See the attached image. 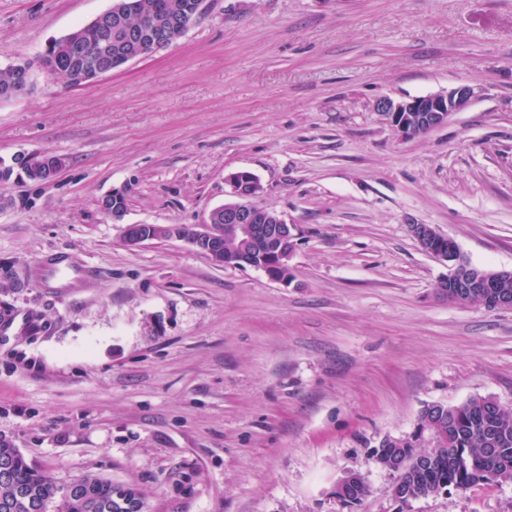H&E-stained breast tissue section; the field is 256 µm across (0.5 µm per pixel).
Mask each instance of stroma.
Wrapping results in <instances>:
<instances>
[{
    "mask_svg": "<svg viewBox=\"0 0 512 512\" xmlns=\"http://www.w3.org/2000/svg\"><path fill=\"white\" fill-rule=\"evenodd\" d=\"M112 4L0 0V69ZM461 84L470 105L412 138L373 110ZM40 154L67 160L52 182L0 186V436L57 486L94 474L141 512H512V483L398 505L373 457L429 405L512 410V310L438 298L448 265L410 232L512 269V0H204L150 57L0 100V159ZM239 170L297 227L288 283L124 245L205 222ZM54 252L91 277L48 287ZM360 480L364 481L360 473L355 471L347 472L336 485V496L340 500L348 499V495L351 493L349 500L344 502L350 505H359L370 492L369 487L365 483L356 487Z\"/></svg>",
    "mask_w": 512,
    "mask_h": 512,
    "instance_id": "stroma-1",
    "label": "stroma"
}]
</instances>
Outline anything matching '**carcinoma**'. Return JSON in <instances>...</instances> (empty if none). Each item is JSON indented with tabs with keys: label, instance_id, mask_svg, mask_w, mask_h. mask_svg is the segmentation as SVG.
<instances>
[{
	"label": "carcinoma",
	"instance_id": "obj_1",
	"mask_svg": "<svg viewBox=\"0 0 512 512\" xmlns=\"http://www.w3.org/2000/svg\"><path fill=\"white\" fill-rule=\"evenodd\" d=\"M192 0H114L108 9L109 36L105 37L89 22L53 42L55 67L51 75L69 83L91 82L90 73L97 60L104 56L114 59L126 57L124 32L134 26L150 30L169 23L185 14ZM83 41L90 47V55L76 61L68 51L72 41ZM24 93L15 83V67L0 69V98ZM247 254L251 265L268 273L272 278L291 276L286 258L259 241L249 246L237 238H224V262L232 264L239 254ZM437 294L450 304L467 305L489 302L500 294L512 295V281L501 282L493 288H472L462 293L459 288ZM13 458L11 478L0 477V506L15 501L8 511L32 512L17 499L22 492L41 505L40 512H49V503L59 502L54 512H140L139 499L130 494L123 496L112 486V481L85 475L93 483L94 496L81 505L58 495V488L44 470L27 460L12 442L0 438V455ZM375 456L393 467L395 482L401 484L412 498L428 497L441 492L464 493L478 486H493L512 481V411L504 410L491 397H473L459 405H432L420 415L412 436L386 440L375 450Z\"/></svg>",
	"mask_w": 512,
	"mask_h": 512
}]
</instances>
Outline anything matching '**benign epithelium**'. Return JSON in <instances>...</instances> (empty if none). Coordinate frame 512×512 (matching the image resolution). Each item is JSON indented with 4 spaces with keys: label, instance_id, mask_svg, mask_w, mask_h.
<instances>
[{
    "label": "benign epithelium",
    "instance_id": "benign-epithelium-1",
    "mask_svg": "<svg viewBox=\"0 0 512 512\" xmlns=\"http://www.w3.org/2000/svg\"><path fill=\"white\" fill-rule=\"evenodd\" d=\"M174 33L175 29L172 28L142 38L139 30H130V37L141 40L143 50L140 54L127 58V61L145 58L160 47L173 43L176 41ZM474 97V88L461 84L446 91L409 99L380 97L374 104V111L381 113L400 137L408 138L414 130L425 133L447 123L451 116L463 111ZM42 163L48 182L65 166L63 159L52 155L42 156ZM228 181L234 201L224 204V225L214 224L209 219L204 224L194 225L193 234L187 238L183 237L182 226L178 224H160L158 229L169 233L172 238H185V242L207 255L218 266L224 265V253L219 241L227 231L244 241L257 235H269L283 242L295 238V225L287 223L281 215L268 210L260 202L263 186L254 174L237 171L229 176ZM410 232L426 254L439 260L448 259V252L444 249L436 250L428 246V241L439 239L443 234L423 224L410 225ZM122 237L124 243L131 248L153 240V237L144 235L132 224L125 225ZM456 277L458 288H479L491 282L494 277L512 278V270L469 269L465 273L457 272ZM360 480V473L347 472L336 485V496L341 500L348 498Z\"/></svg>",
    "mask_w": 512,
    "mask_h": 512
}]
</instances>
